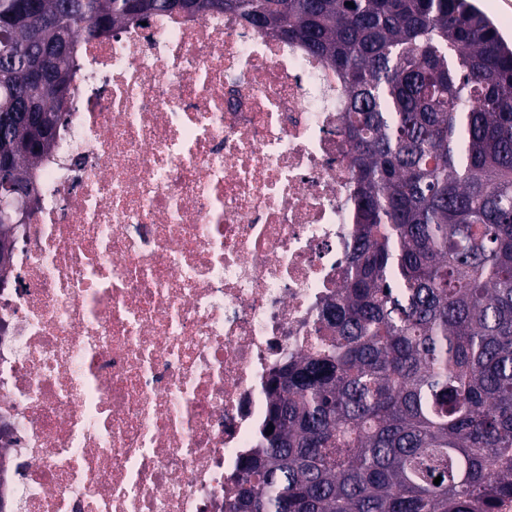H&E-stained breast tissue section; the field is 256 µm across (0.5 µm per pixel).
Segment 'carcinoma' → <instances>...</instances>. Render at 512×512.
Masks as SVG:
<instances>
[{
    "label": "carcinoma",
    "instance_id": "carcinoma-1",
    "mask_svg": "<svg viewBox=\"0 0 512 512\" xmlns=\"http://www.w3.org/2000/svg\"><path fill=\"white\" fill-rule=\"evenodd\" d=\"M212 13L336 71L354 171L347 281L312 351L272 372L231 512H496L512 500V44L474 0H0L9 176L38 194L78 33Z\"/></svg>",
    "mask_w": 512,
    "mask_h": 512
}]
</instances>
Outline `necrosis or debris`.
I'll return each instance as SVG.
<instances>
[{
	"instance_id": "obj_1",
	"label": "necrosis or debris",
	"mask_w": 512,
	"mask_h": 512,
	"mask_svg": "<svg viewBox=\"0 0 512 512\" xmlns=\"http://www.w3.org/2000/svg\"><path fill=\"white\" fill-rule=\"evenodd\" d=\"M0 289L13 512H228L266 383L347 276L336 72L214 13L79 35Z\"/></svg>"
}]
</instances>
